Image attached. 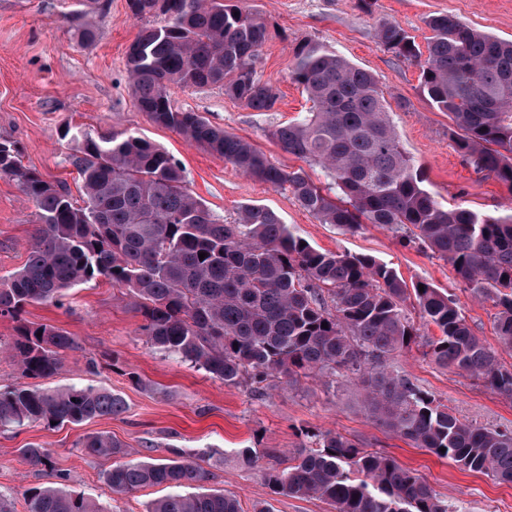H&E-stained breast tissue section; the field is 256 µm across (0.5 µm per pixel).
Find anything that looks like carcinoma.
Segmentation results:
<instances>
[{
	"label": "carcinoma",
	"mask_w": 512,
	"mask_h": 512,
	"mask_svg": "<svg viewBox=\"0 0 512 512\" xmlns=\"http://www.w3.org/2000/svg\"><path fill=\"white\" fill-rule=\"evenodd\" d=\"M127 5L136 18L164 15V24L144 29L127 53L139 111L246 175L289 189L323 224L351 232L383 224L419 240L454 267L474 296L494 298L498 339L512 349V209L494 217L442 208L421 187L370 73L318 43L295 49L291 77L313 106L272 137L289 153L321 165L330 179L324 188L171 103L172 84L219 86L249 109H273L276 89L257 76L267 38L260 14L233 0ZM426 25L425 57L395 22L382 23L377 37L419 65L423 94L459 130L458 149L512 186V42L448 15L432 16ZM73 140L69 162L85 189L81 205L66 184L22 166L15 143L0 141V174L16 180L38 209L26 263L0 279V315L18 322L11 352L25 376L58 374L62 355L75 345L53 325L24 321L25 306L58 303L67 290L102 277L139 300L152 347L226 384L324 370L365 375V400L377 422L466 470L512 483V431L460 420L388 365L416 336L403 309L412 297L422 318L440 331L428 342L435 363L512 396V371L471 332L447 292L426 282L410 286L372 257L321 252L264 207L246 206L237 223H224L188 191L173 156L134 133L94 137L80 131ZM125 409L120 395L94 385L0 390V427L79 425ZM313 437L316 447L299 449L292 465L265 473L273 493L317 497L336 512H452L416 471L394 458L363 453L331 431ZM81 445L91 455L131 454L106 435H87ZM19 454L31 466H51L49 452L38 444ZM213 478L212 471L177 458L129 461L104 473L115 494L154 485L198 489L159 499L148 512H242L235 496L204 488ZM25 497L28 512H103L90 498L57 486L30 487Z\"/></svg>",
	"instance_id": "obj_1"
}]
</instances>
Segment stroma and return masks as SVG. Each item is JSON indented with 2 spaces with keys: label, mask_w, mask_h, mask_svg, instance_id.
I'll use <instances>...</instances> for the list:
<instances>
[{
  "label": "stroma",
  "mask_w": 512,
  "mask_h": 512,
  "mask_svg": "<svg viewBox=\"0 0 512 512\" xmlns=\"http://www.w3.org/2000/svg\"><path fill=\"white\" fill-rule=\"evenodd\" d=\"M239 5L266 20L268 39L257 72L278 91L274 109L245 108L217 86L174 85L170 98L176 108L199 113L253 144L277 167L303 171L316 185H325L320 166L288 153L272 137L279 125L311 107L302 86L292 80L291 68L294 49L317 42L375 77L403 148L421 170L424 188L443 208L462 205L496 216L512 207V187L458 152L451 119L420 88L419 66L396 57L377 38L379 25L393 21L416 44L426 45V19L447 14L511 41L512 0H370L365 9L357 0H240ZM82 14L96 27L94 40H82L75 32V18ZM163 21L160 14L133 18L127 0H0V140L17 142L23 166L49 182H65L76 197L80 187L67 161L73 145L64 136L66 129L137 133L179 162L190 192L225 223H234L243 206H261L318 250L369 256L405 281H425L446 291L473 334L512 369V349L501 346L495 333L493 299L475 298L447 261L404 233L377 224L350 232L321 223L290 191L243 174L140 112L128 80L127 51L142 29ZM37 227L35 204L15 180L0 175V279L25 264ZM404 310L417 336L391 358L393 369L458 418L512 429V397L438 366L427 347L438 328L422 319L415 300H407ZM22 319L61 328L76 342L65 352L60 374L40 380V387L103 386L119 394L127 409L81 425L0 427V494L13 501L15 512H26L27 488L55 483L60 469L69 475L66 489L95 499L104 512H147L153 501L168 495L163 486L113 493L103 474L118 461L87 454L80 441L90 433L122 441L137 460L171 458L178 452L190 457L214 472L211 489L234 495L243 512H333L318 498L273 493L264 478L269 469L288 467L294 452L309 445L310 433L325 431L416 470L442 499L465 512H512V484L463 470L377 424L358 377L318 373L260 385L247 378L224 384L205 369L151 347L142 333L144 318L136 298L102 278L69 290L62 304L27 305ZM16 327L17 320L0 316V390L34 383L6 351ZM90 357L99 363L98 375L86 371ZM32 443L49 451L52 467L21 460L20 448ZM243 448L253 449L255 466L239 462Z\"/></svg>",
  "instance_id": "stroma-1"
}]
</instances>
